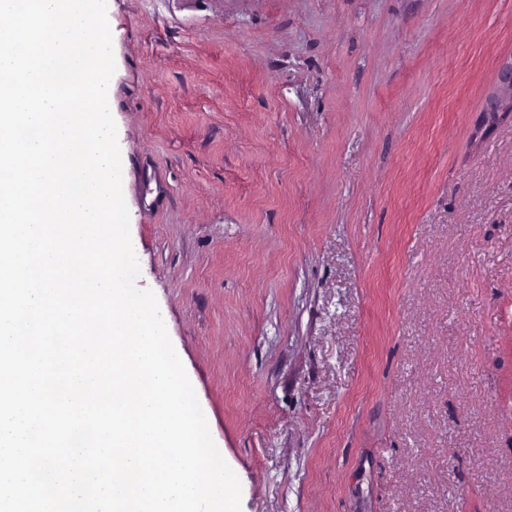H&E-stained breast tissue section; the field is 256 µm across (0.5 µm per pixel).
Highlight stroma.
Returning a JSON list of instances; mask_svg holds the SVG:
<instances>
[{
	"mask_svg": "<svg viewBox=\"0 0 512 512\" xmlns=\"http://www.w3.org/2000/svg\"><path fill=\"white\" fill-rule=\"evenodd\" d=\"M140 266L241 512H512V0H108ZM486 112H512V57L499 64L495 90Z\"/></svg>",
	"mask_w": 512,
	"mask_h": 512,
	"instance_id": "1",
	"label": "stroma"
}]
</instances>
